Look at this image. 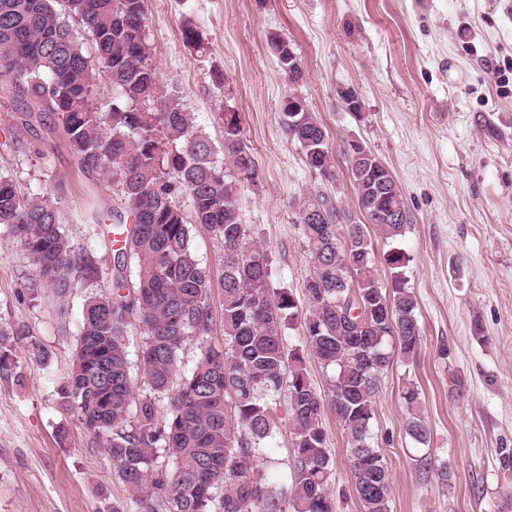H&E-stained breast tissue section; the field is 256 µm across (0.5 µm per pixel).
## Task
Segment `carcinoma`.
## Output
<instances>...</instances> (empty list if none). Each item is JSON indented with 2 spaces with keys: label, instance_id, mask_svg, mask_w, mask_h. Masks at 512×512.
Returning <instances> with one entry per match:
<instances>
[{
  "label": "carcinoma",
  "instance_id": "cac0c4a2",
  "mask_svg": "<svg viewBox=\"0 0 512 512\" xmlns=\"http://www.w3.org/2000/svg\"><path fill=\"white\" fill-rule=\"evenodd\" d=\"M0 0V82L21 111L58 116L81 169L121 194L112 220L123 228L113 256L112 287L83 309L67 403L103 442L111 470L126 484L135 512H334L327 493L332 460L324 416L332 409L348 436L351 472L362 512H391V473L375 446L372 425L380 378L395 353L410 360L421 346L416 296L407 286L406 254L384 255L391 280L380 283L367 225L391 241L410 223L402 190L374 154L347 164L360 211L358 224L323 193L297 210L314 267L307 282L305 347L331 372L328 394L310 384L303 351L285 330L298 317L290 291L275 288L268 254L242 222L241 179L258 168L244 145L240 117L217 113L223 156L180 100L164 92L146 35L145 0ZM89 35L95 54L82 48ZM184 45L208 46L188 16ZM270 47L291 84L302 79L292 45ZM115 93L108 111L95 107L101 76ZM287 136L307 165L332 181L336 158L305 100L292 93L281 106ZM187 198L185 214L180 199ZM203 224L224 252V343L207 341L213 319L211 280L198 260L192 227ZM0 225L28 255L43 283L65 296L90 278V257L75 253L53 198L22 196L0 175ZM346 300L336 305V296ZM143 329L130 348L128 325ZM199 346L184 367L183 347ZM288 387L293 435L290 481L267 478L266 450L279 430L276 397ZM408 433L430 436L417 412L418 392L401 390Z\"/></svg>",
  "mask_w": 512,
  "mask_h": 512
}]
</instances>
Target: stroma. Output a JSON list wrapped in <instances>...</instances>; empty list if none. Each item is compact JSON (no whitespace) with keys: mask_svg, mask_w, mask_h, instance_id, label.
<instances>
[{"mask_svg":"<svg viewBox=\"0 0 512 512\" xmlns=\"http://www.w3.org/2000/svg\"><path fill=\"white\" fill-rule=\"evenodd\" d=\"M145 8L164 88L214 145L224 136L218 112H238L259 168L258 180L239 189L242 221L272 260L274 287L288 289L299 308L307 306L313 269L296 222L300 199L321 191L354 221L363 215L348 173L325 182L286 137L282 100L293 91L305 99L330 151L354 137L388 167L411 215L399 246L422 329L417 355L394 359L375 397L391 512H512L503 494L512 471L499 464L512 450V0H146ZM186 12L208 43L207 57L183 44ZM274 35L300 57L299 85L279 68ZM216 69L224 85L214 83ZM343 88L357 92L360 113L341 106ZM0 175L21 193H50L75 251L89 254L97 270L85 287L58 296L0 226V332L15 360L0 371V512H131V495L100 441L61 397L85 301L112 280L115 234L90 216L120 206L118 190L80 169L58 117L23 127L7 86H0ZM193 240L211 276L209 340L219 345L223 253L203 225ZM409 381L430 429L425 446L406 431L400 392ZM276 409L277 463L266 473L278 485L292 456L287 396ZM324 430L336 512H362L334 413ZM426 457L447 462V482L426 472Z\"/></svg>","mask_w":512,"mask_h":512,"instance_id":"stroma-1","label":"stroma"}]
</instances>
